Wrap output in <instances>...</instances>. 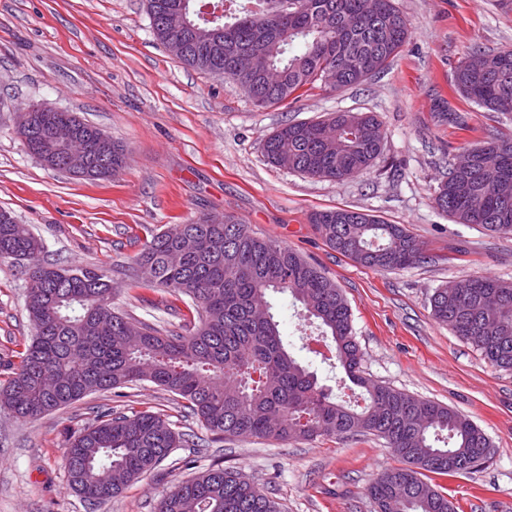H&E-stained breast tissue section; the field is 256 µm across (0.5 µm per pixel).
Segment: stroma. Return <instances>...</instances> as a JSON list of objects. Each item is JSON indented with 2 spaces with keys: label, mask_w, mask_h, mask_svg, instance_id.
<instances>
[{
  "label": "stroma",
  "mask_w": 512,
  "mask_h": 512,
  "mask_svg": "<svg viewBox=\"0 0 512 512\" xmlns=\"http://www.w3.org/2000/svg\"><path fill=\"white\" fill-rule=\"evenodd\" d=\"M410 23L400 56L366 82L316 89L298 103L254 107L235 81L184 65L153 36L146 0H0V208L44 244L45 260L107 272L113 305L148 321L187 325L184 301L133 285L134 259L158 231L232 215L260 238L322 269L348 301L365 377L447 405L486 433L494 456L477 472L431 476L458 512H512V370L491 365L432 315L430 298L471 276L512 280V240L457 224L433 203L448 163L489 133H512V113L470 104L452 89L474 46L512 49V0H395ZM77 113L121 142L124 169L80 180L45 167L17 133L31 104ZM375 113L383 152L346 181L272 165L264 141L287 122L330 112ZM336 207L400 224L425 258L379 272L330 249L310 222ZM22 265L0 259V382L29 343ZM272 311L288 350L337 399L360 387L309 353L318 325L291 296ZM153 411L197 437L121 494L89 504L68 485L66 449L97 412ZM242 470L281 512H375L368 486L401 461L371 434L277 441L213 440L180 399L150 382L96 393L30 422L0 412V512H157L160 498L213 465Z\"/></svg>",
  "instance_id": "1"
}]
</instances>
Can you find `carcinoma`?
Returning a JSON list of instances; mask_svg holds the SVG:
<instances>
[{"instance_id":"carcinoma-1","label":"carcinoma","mask_w":512,"mask_h":512,"mask_svg":"<svg viewBox=\"0 0 512 512\" xmlns=\"http://www.w3.org/2000/svg\"><path fill=\"white\" fill-rule=\"evenodd\" d=\"M179 0H147L158 41L161 20ZM229 7L201 19L182 62L214 76L236 78L234 54L264 52L280 76L245 89L266 108L296 102L315 88L340 90L382 72L401 53L408 22L394 0H224ZM481 69L458 65L455 90L492 112H512V50L477 49ZM18 134L35 154L53 125L75 121L89 148L98 128L74 112H27ZM381 124L372 112H336L315 122L288 123L264 143L274 165L312 178L343 182L373 166L382 150ZM468 173L448 163L435 196L457 224L512 238V197L494 184L512 182V136L491 134L472 148ZM95 160L116 174L124 148ZM0 210V259L23 264L26 311L34 329L16 371L0 386V410L26 421L94 393L149 381L184 401L215 438L250 434L275 440L364 432L386 441L407 466L393 468L369 487L378 512H457L424 479L485 467V433L449 406L419 399L361 375L351 310L342 292L298 252L254 236L239 219L202 218L152 236L137 256L136 286L187 296L198 325L182 333L115 312L112 281L98 268L58 267L25 224ZM311 224L332 250L378 271H396L423 259L414 237L398 224L336 208L315 212ZM290 295L331 340L332 359L365 389L364 405L333 400L317 376L283 343L269 295ZM435 318L494 366L512 369V282L473 276L450 281L431 298ZM189 440L160 413L107 412L73 435L65 456L72 490L89 502L119 495ZM158 512H279L278 503L237 470L213 466L165 494Z\"/></svg>"}]
</instances>
